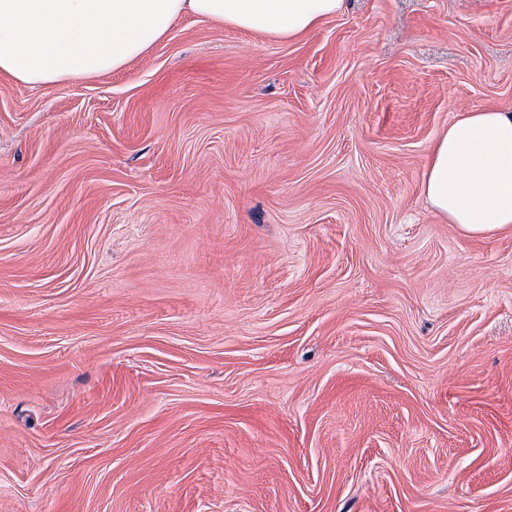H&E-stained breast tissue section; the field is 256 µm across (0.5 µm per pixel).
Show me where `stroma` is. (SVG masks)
Here are the masks:
<instances>
[{
	"mask_svg": "<svg viewBox=\"0 0 512 512\" xmlns=\"http://www.w3.org/2000/svg\"><path fill=\"white\" fill-rule=\"evenodd\" d=\"M512 0L196 17L0 79V512H512V231L421 194Z\"/></svg>",
	"mask_w": 512,
	"mask_h": 512,
	"instance_id": "1",
	"label": "stroma"
}]
</instances>
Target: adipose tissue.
I'll return each instance as SVG.
<instances>
[{"instance_id":"1","label":"adipose tissue","mask_w":512,"mask_h":512,"mask_svg":"<svg viewBox=\"0 0 512 512\" xmlns=\"http://www.w3.org/2000/svg\"><path fill=\"white\" fill-rule=\"evenodd\" d=\"M345 0H0V74L38 86L123 69L194 15L287 42ZM421 192L468 236L512 231V113H462L434 139Z\"/></svg>"}]
</instances>
